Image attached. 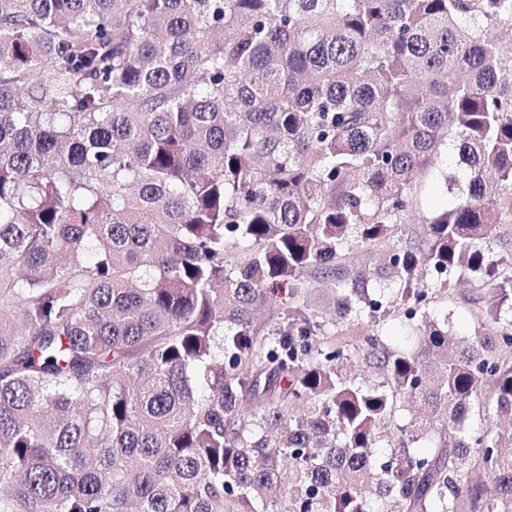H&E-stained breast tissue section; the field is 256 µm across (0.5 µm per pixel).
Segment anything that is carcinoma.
<instances>
[{
  "mask_svg": "<svg viewBox=\"0 0 512 512\" xmlns=\"http://www.w3.org/2000/svg\"><path fill=\"white\" fill-rule=\"evenodd\" d=\"M501 25L512 0H0V512H512ZM445 149L452 201L394 243ZM453 277L497 286L473 335L378 338ZM486 260L499 268L501 275L510 274L512 263V224H496L485 244ZM408 321L399 306L385 307L384 316L379 318L380 339L391 349L408 350L413 339Z\"/></svg>",
  "mask_w": 512,
  "mask_h": 512,
  "instance_id": "carcinoma-1",
  "label": "carcinoma"
}]
</instances>
